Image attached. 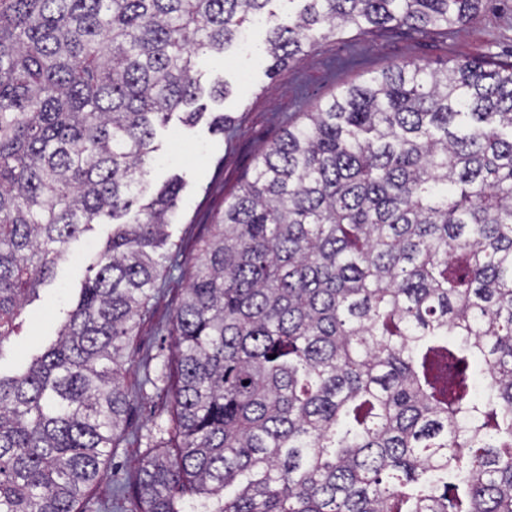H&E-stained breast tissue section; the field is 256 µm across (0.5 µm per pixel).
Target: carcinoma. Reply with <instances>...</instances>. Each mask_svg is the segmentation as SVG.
Here are the masks:
<instances>
[{
	"instance_id": "1",
	"label": "carcinoma",
	"mask_w": 512,
	"mask_h": 512,
	"mask_svg": "<svg viewBox=\"0 0 512 512\" xmlns=\"http://www.w3.org/2000/svg\"><path fill=\"white\" fill-rule=\"evenodd\" d=\"M271 0H0V355L70 243L112 234L55 337L0 373V512H81L127 433L124 352L182 184L154 131ZM313 33L487 0H301ZM135 212L133 220L118 219ZM161 450L116 512H512V63L389 67L255 158L176 308Z\"/></svg>"
}]
</instances>
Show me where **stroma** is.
I'll use <instances>...</instances> for the list:
<instances>
[{"mask_svg": "<svg viewBox=\"0 0 512 512\" xmlns=\"http://www.w3.org/2000/svg\"><path fill=\"white\" fill-rule=\"evenodd\" d=\"M272 9L273 16L251 26L250 48L237 43L224 55L198 61L203 87L224 83L229 88L224 101L205 96L201 102L208 111L233 118L232 135L211 133L204 119L185 125L176 114L156 129L159 151L151 179L159 184L180 178L183 191L179 215L169 227L167 259L151 316L137 328L125 356L126 430L142 440L113 449L102 466L100 483L84 504L85 512H109L113 488L138 480L150 437L168 425L171 398L150 383L173 351L167 328L189 283L208 224L223 212L234 188L253 175L255 157L281 135L287 121L312 111L343 87L364 82L395 64L415 61L441 68L469 59L512 62V0H488L472 20L448 30L385 28L363 34L348 29L333 37L320 36L304 61L277 68L260 48L268 28L287 24L294 7L288 0H274ZM111 231L109 224H96L71 242L54 279L41 287L39 299L23 309L21 332L6 343L0 370L9 371L32 344L55 334L62 304L75 298Z\"/></svg>", "mask_w": 512, "mask_h": 512, "instance_id": "obj_1", "label": "stroma"}]
</instances>
